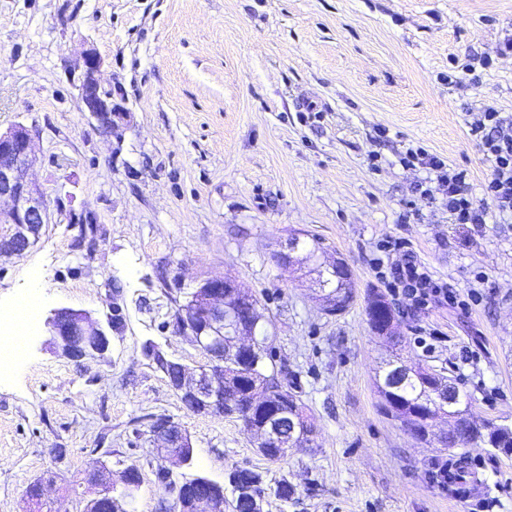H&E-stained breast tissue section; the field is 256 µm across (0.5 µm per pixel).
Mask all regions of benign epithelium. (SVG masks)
<instances>
[{
	"label": "benign epithelium",
	"instance_id": "obj_1",
	"mask_svg": "<svg viewBox=\"0 0 512 512\" xmlns=\"http://www.w3.org/2000/svg\"><path fill=\"white\" fill-rule=\"evenodd\" d=\"M103 65L93 50L84 58V69L78 76V90L87 112L101 127L110 130L127 117L124 107L112 101V91L100 81ZM30 130L17 124L5 132L0 131V224L11 226V234L0 238V255L21 254L40 238L43 225L50 223V212L42 190L28 177L34 163ZM253 301V297L232 276L202 280L180 306L178 331L191 337L207 355V362L191 374L182 365L178 386L180 396L189 399L198 413L224 414V386L230 375L226 362L232 359L241 364L251 358L256 342V323L237 317L238 307ZM49 332L59 345L68 350L78 348L79 357L103 353L109 338L98 321L85 312L70 308H57L45 321ZM251 408L261 410L269 406L271 390L258 381L249 390ZM248 431L256 435L259 451L270 457L285 440L303 437L302 422L289 413H275L265 419L260 429ZM150 436L161 441L164 448L190 447L186 430L170 419L160 420L150 429ZM114 471L106 464L87 475L88 483L100 488L98 495L88 500L83 512H127L124 501L112 496Z\"/></svg>",
	"mask_w": 512,
	"mask_h": 512
}]
</instances>
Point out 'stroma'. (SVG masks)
Returning a JSON list of instances; mask_svg holds the SVG:
<instances>
[{"label":"stroma","mask_w":512,"mask_h":512,"mask_svg":"<svg viewBox=\"0 0 512 512\" xmlns=\"http://www.w3.org/2000/svg\"><path fill=\"white\" fill-rule=\"evenodd\" d=\"M510 33L512 0H0V130L31 129L52 215L32 250L0 258V309L32 281L45 289L0 380V512H33L41 478L52 512H82L101 461L139 466L128 512H173L164 468L224 487L237 468L287 479L293 500L267 494L263 512H512V457L447 453L384 414L387 348L366 315L383 244L409 241L469 306L414 315L391 297L407 356L449 376L477 419L512 423V222L449 223L442 188L421 193L424 171L400 162L424 147L490 209L491 164L465 119L486 104L512 115V56L480 65ZM89 49L129 112L110 132L71 80ZM460 63L476 79L448 83ZM296 232L351 270L343 314L324 313L306 266L278 264ZM225 274L260 300L272 362L316 426L283 462L241 421L187 411L143 353L205 364L175 332V299ZM62 307L111 318L103 356L57 351L44 321ZM160 416L187 430L190 461L151 441ZM453 461L473 482L444 480Z\"/></svg>","instance_id":"35a3bbf8"}]
</instances>
